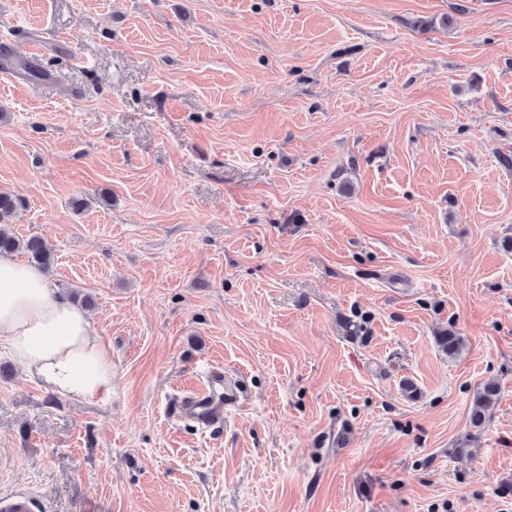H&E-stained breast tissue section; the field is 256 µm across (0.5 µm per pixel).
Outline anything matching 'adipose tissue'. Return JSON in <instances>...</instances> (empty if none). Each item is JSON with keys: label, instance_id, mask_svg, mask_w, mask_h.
I'll use <instances>...</instances> for the list:
<instances>
[{"label": "adipose tissue", "instance_id": "obj_1", "mask_svg": "<svg viewBox=\"0 0 512 512\" xmlns=\"http://www.w3.org/2000/svg\"><path fill=\"white\" fill-rule=\"evenodd\" d=\"M0 344L50 392L89 400L112 384V353L88 313L7 254L0 255Z\"/></svg>", "mask_w": 512, "mask_h": 512}]
</instances>
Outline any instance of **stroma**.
<instances>
[{"label":"stroma","mask_w":512,"mask_h":512,"mask_svg":"<svg viewBox=\"0 0 512 512\" xmlns=\"http://www.w3.org/2000/svg\"><path fill=\"white\" fill-rule=\"evenodd\" d=\"M0 191L112 351L87 401L0 355V496L512 512V0H0ZM236 402L235 394L224 392V374L211 371L201 389L187 390L176 400L174 415L212 431L224 425V409ZM496 396L497 389L493 385H486L478 394L470 417L473 427L479 428L484 423L487 412L495 404Z\"/></svg>","instance_id":"1"}]
</instances>
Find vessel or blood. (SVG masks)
<instances>
[{"mask_svg": "<svg viewBox=\"0 0 512 512\" xmlns=\"http://www.w3.org/2000/svg\"><path fill=\"white\" fill-rule=\"evenodd\" d=\"M236 401V395L224 389L223 373L213 371L202 388L188 390L176 400L174 414L212 431L223 426L225 408ZM33 508V498L26 492L0 497V512H32Z\"/></svg>", "mask_w": 512, "mask_h": 512, "instance_id": "b4317fda", "label": "vessel or blood"}]
</instances>
